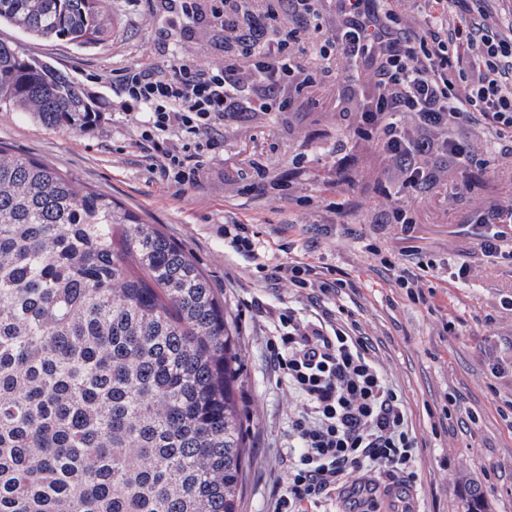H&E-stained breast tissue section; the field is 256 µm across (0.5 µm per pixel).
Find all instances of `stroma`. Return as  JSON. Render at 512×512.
Here are the masks:
<instances>
[{
  "label": "stroma",
  "mask_w": 512,
  "mask_h": 512,
  "mask_svg": "<svg viewBox=\"0 0 512 512\" xmlns=\"http://www.w3.org/2000/svg\"><path fill=\"white\" fill-rule=\"evenodd\" d=\"M109 13L110 33L82 46L34 40L0 26V40L67 73L101 114L92 130L75 132L44 126L25 112L0 110V145L54 166L80 186L109 194L158 225L186 247L214 288L223 292L240 336L244 385L239 405L248 414L240 512H267L279 474L276 447L295 400L271 369L266 347V310L287 301L288 295L254 282L247 258L225 245L224 227L234 222L252 225L275 249L277 260H286L289 250L308 249L354 279L360 318L414 409L421 444L411 488L414 512H466V491L474 486L486 512H512V430L495 410L512 400V380L493 379L486 365L491 354L512 357V311L501 306L502 298L512 295V265L483 260L473 234L483 212L512 199V153L485 154L488 168L478 177L467 164L440 172L431 200L416 206L424 254L436 260L454 257L474 267L467 284L438 289L437 309L428 311L394 289L393 271L371 263L362 251L385 201L382 188L397 192L403 175L373 146L350 140L344 116L349 103L340 94L345 60H338L335 73L318 75L308 97L289 111L254 112L246 120L225 122L224 143L203 165L197 183L169 185L137 146L133 116L112 108L119 76L128 65L156 66L181 54L215 62L223 35L200 25L191 39L165 50L158 45V17L133 0H109ZM338 139L347 140L354 160L357 175L350 182L338 181L323 155ZM303 153L311 158L305 173L291 179L285 190L275 189L292 160ZM258 163L266 167L270 184L263 191L253 187ZM345 197L356 201L355 209L339 214L328 210L329 200ZM228 271L239 274L236 287L225 284ZM444 317L463 319V331L440 335ZM449 399L457 414L447 430L433 432L432 416ZM472 413L478 422L469 421ZM485 466L490 476H482Z\"/></svg>",
  "instance_id": "obj_1"
}]
</instances>
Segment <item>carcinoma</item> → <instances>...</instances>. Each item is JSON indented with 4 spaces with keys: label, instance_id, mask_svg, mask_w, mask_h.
<instances>
[{
    "label": "carcinoma",
    "instance_id": "1",
    "mask_svg": "<svg viewBox=\"0 0 512 512\" xmlns=\"http://www.w3.org/2000/svg\"><path fill=\"white\" fill-rule=\"evenodd\" d=\"M107 0H0L87 44ZM0 109L82 131L65 75L0 40ZM190 253L111 196L0 146V512H238L243 367Z\"/></svg>",
    "mask_w": 512,
    "mask_h": 512
}]
</instances>
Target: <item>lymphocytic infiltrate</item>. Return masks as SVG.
<instances>
[{
  "label": "lymphocytic infiltrate",
  "mask_w": 512,
  "mask_h": 512,
  "mask_svg": "<svg viewBox=\"0 0 512 512\" xmlns=\"http://www.w3.org/2000/svg\"><path fill=\"white\" fill-rule=\"evenodd\" d=\"M322 0H277L259 11L248 0H143L163 20L164 40L206 23L223 30L226 51L215 63L177 60L164 68L132 64L116 93L120 111L135 115L137 144L157 162L161 180L196 182L222 143L227 117L288 110L293 96L315 83L300 62L305 39L324 61L359 67L343 92L363 90L349 132L400 167L404 183L422 190L432 172L418 165L470 163L468 141L451 126H481L493 144L512 152V34L487 21V0H422L416 28L401 26L387 0H332L335 30L324 28ZM412 114L415 127L400 123ZM512 201L494 206L478 233L487 262L512 264ZM224 237L248 257L265 287L306 299L312 311L276 307L267 346L275 372L298 405L288 420L268 512H330L337 499L375 512L382 482L414 480L419 452L413 410L385 369L354 311L338 301L353 281L304 253L271 263L258 233L224 227ZM393 285L432 308L436 282L455 286L469 263L435 262L416 250Z\"/></svg>",
  "instance_id": "lymphocytic-infiltrate-1"
}]
</instances>
